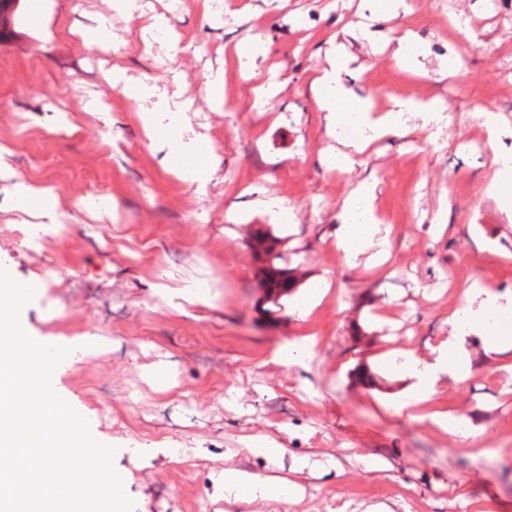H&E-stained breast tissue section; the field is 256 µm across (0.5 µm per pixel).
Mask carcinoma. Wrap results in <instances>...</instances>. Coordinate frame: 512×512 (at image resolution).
<instances>
[{
	"label": "carcinoma",
	"instance_id": "cac0c4a2",
	"mask_svg": "<svg viewBox=\"0 0 512 512\" xmlns=\"http://www.w3.org/2000/svg\"><path fill=\"white\" fill-rule=\"evenodd\" d=\"M281 242L282 239L271 230L259 228L254 231L248 243L258 263L260 288L264 291L266 302L272 304V307L263 310L270 321L275 320L277 310L282 308L279 300L298 286L296 270L288 267L280 251Z\"/></svg>",
	"mask_w": 512,
	"mask_h": 512
}]
</instances>
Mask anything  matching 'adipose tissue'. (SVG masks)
I'll list each match as a JSON object with an SVG mask.
<instances>
[{
  "mask_svg": "<svg viewBox=\"0 0 512 512\" xmlns=\"http://www.w3.org/2000/svg\"><path fill=\"white\" fill-rule=\"evenodd\" d=\"M346 67L344 57H337L335 64L313 79L320 91L319 104L329 112L346 108L366 126L375 137L396 133L406 112L422 114L429 123H439L444 108L437 99L417 103L411 100L398 102L395 109L377 114L371 100L353 96L342 80ZM108 79L119 86L123 94L142 106L140 118L152 139L163 142L168 149L172 167L186 169L190 164L207 157L208 145L201 139L185 138L182 115L190 111L187 102L173 103L154 83L133 80L124 71L109 72ZM348 221L340 225L336 235V249L347 264H354L360 254L375 250L376 263H383L388 255V239L382 236L380 222L369 212L355 214L347 211ZM512 314V295L498 293L480 280L471 281L461 292V301L448 316L450 332L447 339L431 351L430 358L407 356L401 365L402 372L411 379L409 394L397 405L405 410L426 403L446 381L464 382L468 375L470 356L465 348L467 337H478L486 354L497 357L512 352V325L502 323L503 315ZM224 488L236 499L252 501L287 498V484L275 483L239 470L224 473Z\"/></svg>",
  "mask_w": 512,
  "mask_h": 512,
  "instance_id": "adipose-tissue-1",
  "label": "adipose tissue"
}]
</instances>
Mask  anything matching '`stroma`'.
I'll use <instances>...</instances> for the list:
<instances>
[{
    "mask_svg": "<svg viewBox=\"0 0 512 512\" xmlns=\"http://www.w3.org/2000/svg\"><path fill=\"white\" fill-rule=\"evenodd\" d=\"M143 2L129 20L110 0H45L32 29L18 0L0 42V149L13 169L0 178V266L38 285L26 332L71 345L52 384L98 441L122 449L134 512H512V369L469 339L470 378L430 401L470 421L478 437L465 445L396 413L407 382L384 368L388 352L426 358L447 339L458 281L512 293V213L487 190L495 158L512 154V0H404L394 16L378 0H227L218 22L203 0ZM158 15L168 29L153 36ZM104 18L107 50L92 41ZM239 43L259 51L250 70ZM338 51L357 96L388 107L381 91L408 75L407 98H439L441 132L410 119L373 141L331 120L311 81ZM115 67L192 100L183 124L214 152L203 179L172 172L106 80ZM485 112L499 134L482 150L471 136ZM363 140L350 168L323 165ZM28 182L53 188L59 223L18 209L15 187ZM365 183L391 249L383 266L351 268L336 232ZM274 201L289 223L273 219ZM260 227L300 280L274 323L248 247ZM323 287L300 315L295 298ZM299 340L300 358L276 359ZM253 440L284 453L257 455ZM228 468L292 492L225 499Z\"/></svg>",
    "mask_w": 512,
    "mask_h": 512,
    "instance_id": "1",
    "label": "stroma"
}]
</instances>
